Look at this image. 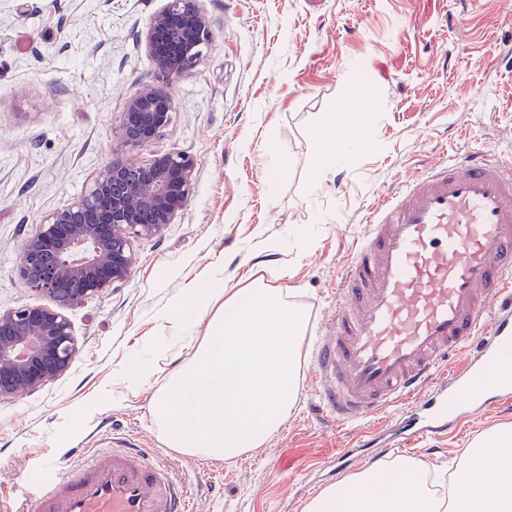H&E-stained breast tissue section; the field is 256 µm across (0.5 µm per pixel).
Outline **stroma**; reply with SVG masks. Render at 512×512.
I'll list each match as a JSON object with an SVG mask.
<instances>
[{
	"mask_svg": "<svg viewBox=\"0 0 512 512\" xmlns=\"http://www.w3.org/2000/svg\"><path fill=\"white\" fill-rule=\"evenodd\" d=\"M166 5L0 0V309L37 303L18 275L24 241L112 156L181 152L199 162L174 222L132 235L130 277L68 310L78 352L67 371L0 401V512L41 458L66 468L102 437L165 450L195 512H305L298 491L351 432L315 410L311 361L263 451L188 456L165 448L152 408L209 318L165 337L160 312L214 275L234 286L262 260L287 268L284 285L310 312L312 349L373 208L427 162L479 148L512 165V0H202L214 38L199 65L168 85L170 125L122 152L112 128L152 80L144 34ZM340 112L350 127L333 125ZM329 133L336 160L316 185L312 166ZM269 241L287 242V252H265ZM133 360L148 375L127 372ZM100 398L109 403L102 412ZM497 423L472 416L436 450L418 442L413 453L447 468Z\"/></svg>",
	"mask_w": 512,
	"mask_h": 512,
	"instance_id": "1",
	"label": "stroma"
}]
</instances>
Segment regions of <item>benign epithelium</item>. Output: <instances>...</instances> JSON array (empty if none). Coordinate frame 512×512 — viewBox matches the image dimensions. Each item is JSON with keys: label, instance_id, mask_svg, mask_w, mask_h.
<instances>
[{"label": "benign epithelium", "instance_id": "obj_1", "mask_svg": "<svg viewBox=\"0 0 512 512\" xmlns=\"http://www.w3.org/2000/svg\"><path fill=\"white\" fill-rule=\"evenodd\" d=\"M201 0H168L145 42L153 81L130 98L113 139L134 150L168 127L175 103L163 86L196 68L213 40ZM198 161L171 152L143 163L112 158L79 199L48 214L21 250L18 272L52 305L0 310V400L30 393L58 377L77 353L65 311L127 279L135 264L128 237L163 232L188 204Z\"/></svg>", "mask_w": 512, "mask_h": 512}]
</instances>
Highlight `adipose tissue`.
<instances>
[{
    "label": "adipose tissue",
    "mask_w": 512,
    "mask_h": 512,
    "mask_svg": "<svg viewBox=\"0 0 512 512\" xmlns=\"http://www.w3.org/2000/svg\"><path fill=\"white\" fill-rule=\"evenodd\" d=\"M203 312L207 334L169 374L154 421L167 447L233 460L266 448L297 401L307 309L258 262L237 287L216 276L185 291L163 321L177 333ZM436 477L422 459L396 456L323 489L306 512H512V425L473 441L447 487L432 489Z\"/></svg>",
    "instance_id": "ef3b65f1"
}]
</instances>
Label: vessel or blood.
Returning <instances> with one entry per match:
<instances>
[{
	"label": "vessel or blood",
	"mask_w": 512,
	"mask_h": 512,
	"mask_svg": "<svg viewBox=\"0 0 512 512\" xmlns=\"http://www.w3.org/2000/svg\"><path fill=\"white\" fill-rule=\"evenodd\" d=\"M313 345L318 412L357 427L328 478L443 439L471 415L512 408L490 383L512 369V167L481 151L438 161L367 218ZM13 512H192L171 460L116 438L67 471L44 459Z\"/></svg>",
	"instance_id": "obj_1"
}]
</instances>
